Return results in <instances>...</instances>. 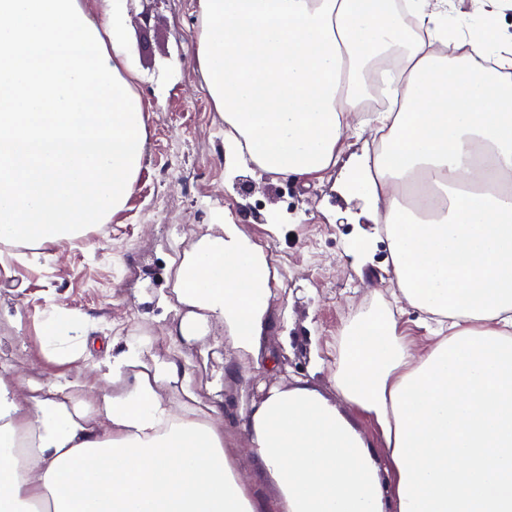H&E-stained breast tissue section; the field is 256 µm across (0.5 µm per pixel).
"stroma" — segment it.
I'll return each mask as SVG.
<instances>
[{"instance_id":"1","label":"stroma","mask_w":512,"mask_h":512,"mask_svg":"<svg viewBox=\"0 0 512 512\" xmlns=\"http://www.w3.org/2000/svg\"><path fill=\"white\" fill-rule=\"evenodd\" d=\"M199 26L194 0H130L125 45L147 130L136 189L108 223L62 245L56 258L0 246V353L8 355L0 370L56 374L42 353L39 320L48 302L65 304L96 317L116 344L150 336L154 354L177 358L189 385L221 411L231 450L243 437L241 413L272 385L300 378L335 397L331 375L344 328L359 314L392 304L396 284L384 239L363 263L350 253L356 226L370 221L348 196L343 167L306 183L244 168L238 177L249 180L251 192L235 188L224 165V124L201 87ZM222 219L261 243L271 238L267 222L282 225L276 240L283 264L274 271L272 326L264 341L277 356V373L252 356L239 360V373H225L220 327L190 341L168 335L176 313L159 298L172 286L171 261Z\"/></svg>"}]
</instances>
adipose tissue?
I'll return each instance as SVG.
<instances>
[{"instance_id":"adipose-tissue-1","label":"adipose tissue","mask_w":512,"mask_h":512,"mask_svg":"<svg viewBox=\"0 0 512 512\" xmlns=\"http://www.w3.org/2000/svg\"><path fill=\"white\" fill-rule=\"evenodd\" d=\"M202 86L228 167L307 180L337 166L369 89L390 102L379 152L351 191L385 235L397 301L421 311L417 349L395 311L352 323L332 382L384 452L307 382L241 417L277 512H512V36L438 25L449 0H194ZM128 0H0V245L51 259L133 194L146 131L125 59ZM170 335L223 327L259 355L273 290L261 244L236 224L175 263ZM95 318L49 304L48 361L92 369L0 375V512H261L202 403L153 339L92 364Z\"/></svg>"}]
</instances>
